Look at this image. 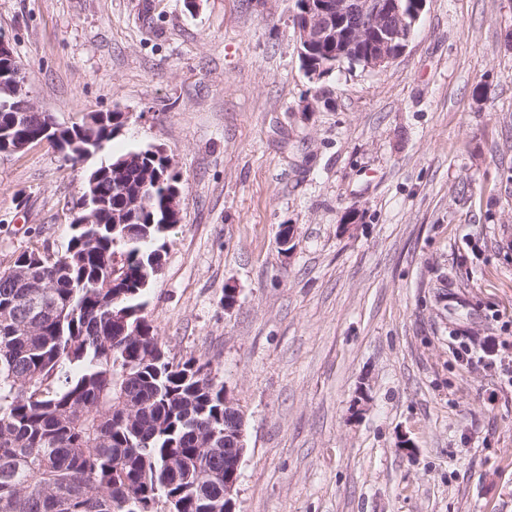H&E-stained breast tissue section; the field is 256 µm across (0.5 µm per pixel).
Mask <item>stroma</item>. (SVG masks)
Segmentation results:
<instances>
[{
  "mask_svg": "<svg viewBox=\"0 0 512 512\" xmlns=\"http://www.w3.org/2000/svg\"><path fill=\"white\" fill-rule=\"evenodd\" d=\"M295 3L0 0L39 111L128 118L75 164L0 155V270L64 252L101 158L163 147L146 312L245 413L236 512H512V388L463 356L512 357V0H427L387 67L317 79Z\"/></svg>",
  "mask_w": 512,
  "mask_h": 512,
  "instance_id": "1",
  "label": "stroma"
}]
</instances>
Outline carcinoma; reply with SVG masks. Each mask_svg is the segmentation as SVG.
Listing matches in <instances>:
<instances>
[{
    "label": "carcinoma",
    "instance_id": "carcinoma-1",
    "mask_svg": "<svg viewBox=\"0 0 512 512\" xmlns=\"http://www.w3.org/2000/svg\"><path fill=\"white\" fill-rule=\"evenodd\" d=\"M123 127L105 112L59 140L107 144ZM169 164L148 147L92 168L97 223L0 271V512H224V383L171 358L145 314L181 220L176 177L146 174Z\"/></svg>",
    "mask_w": 512,
    "mask_h": 512
}]
</instances>
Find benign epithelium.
<instances>
[{
    "label": "benign epithelium",
    "mask_w": 512,
    "mask_h": 512,
    "mask_svg": "<svg viewBox=\"0 0 512 512\" xmlns=\"http://www.w3.org/2000/svg\"><path fill=\"white\" fill-rule=\"evenodd\" d=\"M426 5V0H303L300 11L294 14V26L299 41L307 52L303 58L313 53L314 48L326 43L336 47L330 65L310 68L312 77H319L331 66L346 60L357 61L367 69H380L398 56L407 46L414 28ZM8 59L9 70L0 74L11 77L10 85L24 86L21 66L11 47L0 39V58ZM12 116L9 129L17 127L27 129L30 134L14 139L4 138L3 153L13 154L26 149L29 145L47 139L51 129L55 128L50 117L42 120L40 125L31 124L35 107L29 95L15 93L12 95ZM89 194L79 196L75 201L71 216L78 224H89ZM228 423L224 427V466L238 470L245 453V418L236 411V407L227 401ZM238 481L235 477L224 480V512H236Z\"/></svg>",
    "instance_id": "7a95c632"
}]
</instances>
